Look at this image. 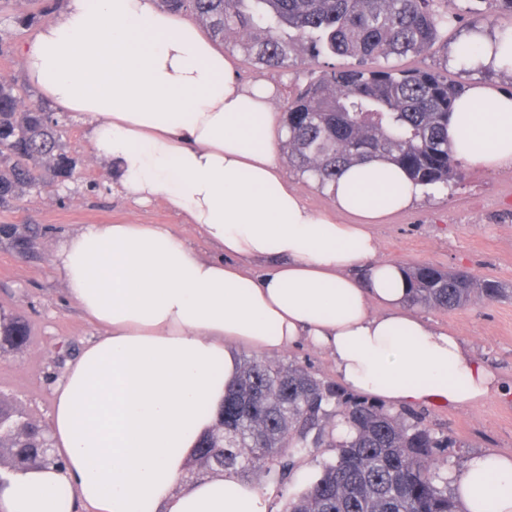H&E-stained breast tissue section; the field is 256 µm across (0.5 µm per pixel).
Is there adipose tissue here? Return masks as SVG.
Instances as JSON below:
<instances>
[{
  "label": "adipose tissue",
  "mask_w": 512,
  "mask_h": 512,
  "mask_svg": "<svg viewBox=\"0 0 512 512\" xmlns=\"http://www.w3.org/2000/svg\"><path fill=\"white\" fill-rule=\"evenodd\" d=\"M474 38V67L512 73L511 31ZM20 63L87 123L121 193L165 203L222 256H200L165 224H89L59 246L66 292L101 333L53 391L56 463L9 475L0 512H269L272 487L231 471L185 478L245 349L310 344L347 390L397 408H462L499 391L460 336L408 306L404 266L377 257L373 225L425 186L371 160L326 186L334 214L310 208L280 167L274 86L241 82L193 21L158 0H66ZM448 143L465 165L512 167V91L472 84ZM451 486L462 512H512V455L472 454Z\"/></svg>",
  "instance_id": "ef3b65f1"
}]
</instances>
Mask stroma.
Here are the masks:
<instances>
[{
  "label": "stroma",
  "mask_w": 512,
  "mask_h": 512,
  "mask_svg": "<svg viewBox=\"0 0 512 512\" xmlns=\"http://www.w3.org/2000/svg\"><path fill=\"white\" fill-rule=\"evenodd\" d=\"M0 29L7 34L0 47V75L14 78L16 92L25 102L40 103L17 55L18 46L34 36V28L16 24L6 7L0 9ZM467 36L466 24L449 27L427 56L395 58L391 64L399 69L430 67L465 86L490 80L512 90L511 76L468 70L455 61L456 49ZM235 62L241 80L262 78L274 84L275 101L280 104L308 82L314 67L341 69L353 60L336 55L315 64L297 61L265 75L244 55H236ZM86 133L82 121L68 117L62 142L79 163L66 186L47 184L17 206L0 209V224H38L45 230L33 255L23 258L8 246H0V309L24 319L31 328L27 347L0 357V393L13 396L43 422L50 419L53 388L66 363L96 332L54 271V254L71 232L87 224L110 222L167 224L201 256L215 254L192 225L183 223L164 204L140 205L112 192L107 165L92 159ZM373 232L381 259L407 267L430 263L462 269L512 286V169L467 168L465 179L446 188H432L411 209L374 225ZM420 314L461 336L507 389L506 394L475 407L419 408L424 424L451 440L439 455L441 470H458L471 454L486 449L512 454V299L491 305L474 303L453 311L424 308Z\"/></svg>",
  "instance_id": "1"
}]
</instances>
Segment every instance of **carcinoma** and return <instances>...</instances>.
Segmentation results:
<instances>
[{
    "instance_id": "obj_1",
    "label": "carcinoma",
    "mask_w": 512,
    "mask_h": 512,
    "mask_svg": "<svg viewBox=\"0 0 512 512\" xmlns=\"http://www.w3.org/2000/svg\"><path fill=\"white\" fill-rule=\"evenodd\" d=\"M163 7L202 22L257 69L279 72L300 57L350 56L356 65L322 69L282 106L288 160L319 187L345 168L381 159L428 186L463 178L448 146V120L464 87L431 68L400 70L392 57L429 54L460 15L441 13L435 0H161ZM487 4L476 30L512 0ZM63 119L21 103L14 84L0 79V208L40 189L43 172L64 182L78 158L60 139ZM35 224H0V244L33 252ZM412 307L456 310L474 301L498 302L512 290L497 280L430 264L407 268ZM24 320L0 329V355L30 342ZM342 420L350 432L335 434ZM46 425L15 399L0 394V463L7 472L56 462ZM334 448L316 482L286 512H460L437 453L448 447L414 414L392 413L364 397L340 392L304 366L244 359L224 399V426L205 433L189 462L193 474L226 468L239 475L263 468L276 484L309 448Z\"/></svg>"
}]
</instances>
